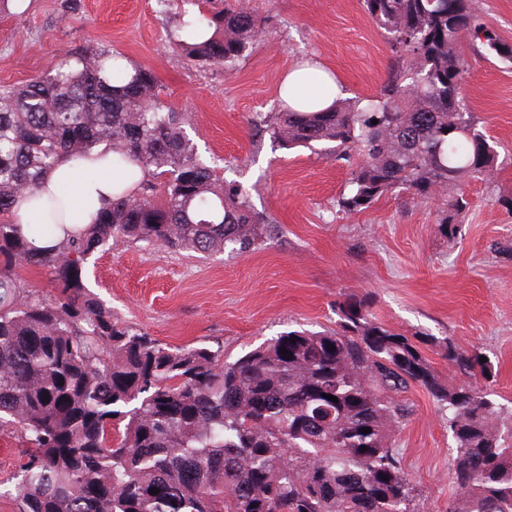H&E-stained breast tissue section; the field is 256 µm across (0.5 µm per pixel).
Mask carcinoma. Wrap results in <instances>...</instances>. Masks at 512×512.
Returning a JSON list of instances; mask_svg holds the SVG:
<instances>
[{"label": "carcinoma", "instance_id": "1", "mask_svg": "<svg viewBox=\"0 0 512 512\" xmlns=\"http://www.w3.org/2000/svg\"><path fill=\"white\" fill-rule=\"evenodd\" d=\"M183 5L169 39L194 65L229 71L265 34L239 0L210 16L193 12L196 0ZM363 7L396 59L380 90L259 121L290 149L320 144L353 161L346 212L397 189L426 199L490 175L497 152L461 96L458 46L469 35L512 64V45L477 24L476 0ZM101 144L147 173L143 192L34 248L31 236L63 229L66 200L47 198L44 223L26 228L16 202L61 160ZM159 178L156 203L147 191ZM267 225L242 185L200 159L150 69L87 43L0 89V425L19 427L26 446L19 512H418L394 446L412 412L396 396L414 386L437 402L455 443L446 512H512V444L481 353L439 342L465 377L445 386L416 342L372 321L360 299L338 306L332 331H288L229 362L221 348L165 346L120 322L85 284L87 260L119 241L212 256L261 248ZM23 267L49 272L51 299L28 289Z\"/></svg>", "mask_w": 512, "mask_h": 512}]
</instances>
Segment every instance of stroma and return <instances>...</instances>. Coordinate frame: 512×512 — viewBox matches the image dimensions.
<instances>
[{
    "mask_svg": "<svg viewBox=\"0 0 512 512\" xmlns=\"http://www.w3.org/2000/svg\"><path fill=\"white\" fill-rule=\"evenodd\" d=\"M22 0L0 13V85L49 70L63 52L102 44L157 77L160 98L181 112L202 159L248 192L269 217L255 252L205 257L124 242L90 258L86 284L122 322L171 346L222 345L233 360L292 330L335 329L344 297L367 299L376 322L418 337L441 382L456 379L434 346L446 338L482 352L499 403L512 402V65L464 38L461 94L497 151L484 180L460 185L467 208L448 213V194L424 200L394 191L349 213L350 164L275 140L258 114L279 109L288 67L320 61L345 98L375 94L394 65L383 32L362 0H244L265 38L234 69L189 64L168 33L181 0ZM455 221L454 234L441 223ZM412 416L395 434L419 512H445L451 439L423 389L405 394ZM24 443L0 430V512H19L17 471Z\"/></svg>",
    "mask_w": 512,
    "mask_h": 512,
    "instance_id": "35a3bbf8",
    "label": "stroma"
}]
</instances>
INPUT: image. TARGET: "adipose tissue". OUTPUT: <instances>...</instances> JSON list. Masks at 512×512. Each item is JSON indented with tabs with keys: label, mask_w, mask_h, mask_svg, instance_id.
<instances>
[{
	"label": "adipose tissue",
	"mask_w": 512,
	"mask_h": 512,
	"mask_svg": "<svg viewBox=\"0 0 512 512\" xmlns=\"http://www.w3.org/2000/svg\"><path fill=\"white\" fill-rule=\"evenodd\" d=\"M313 64L306 63L288 73L282 85L288 92L287 103L298 107L300 102H314L316 109L328 108L340 89L331 75H324L323 80L328 86L327 92L313 93L305 84L304 77L313 72ZM143 171H136L129 176L113 166L112 152L108 146L95 149L90 158L78 162L64 160L44 179L40 193L42 196L53 194L65 195L68 204L62 218L70 233L83 231L92 217L101 207L104 199L126 193L134 194Z\"/></svg>",
	"instance_id": "ef3b65f1"
}]
</instances>
